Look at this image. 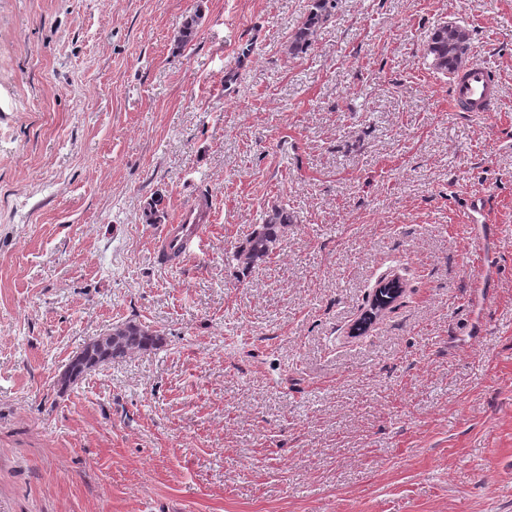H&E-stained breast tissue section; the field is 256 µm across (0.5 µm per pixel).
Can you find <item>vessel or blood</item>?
<instances>
[{
    "mask_svg": "<svg viewBox=\"0 0 512 512\" xmlns=\"http://www.w3.org/2000/svg\"><path fill=\"white\" fill-rule=\"evenodd\" d=\"M499 102L498 86L488 68L475 63L464 67L451 89L456 112L494 111ZM212 203L208 198L184 205L175 223L161 225L153 242L154 253L165 266H177L196 256L209 229Z\"/></svg>",
    "mask_w": 512,
    "mask_h": 512,
    "instance_id": "obj_1",
    "label": "vessel or blood"
}]
</instances>
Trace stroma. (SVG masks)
Returning a JSON list of instances; mask_svg holds the SVG:
<instances>
[{
  "mask_svg": "<svg viewBox=\"0 0 512 512\" xmlns=\"http://www.w3.org/2000/svg\"><path fill=\"white\" fill-rule=\"evenodd\" d=\"M308 5L0 0V512H512V0H336L288 54ZM444 22L493 118L452 110ZM128 320L162 346L61 388ZM470 43L471 33L466 26L439 24L430 34L425 55L431 59L434 69L449 75L458 73L451 89L453 111L489 114L495 111L499 102L498 85L493 75L486 66L478 63L460 70ZM211 208V200L200 198L181 208L175 224L161 225L153 249L162 265L184 264L200 252L209 229ZM288 224H294V215L287 207L274 205L265 212L262 224H258L249 237L235 247L232 259L236 262L239 276H248L258 263L273 253Z\"/></svg>",
  "mask_w": 512,
  "mask_h": 512,
  "instance_id": "1",
  "label": "stroma"
}]
</instances>
